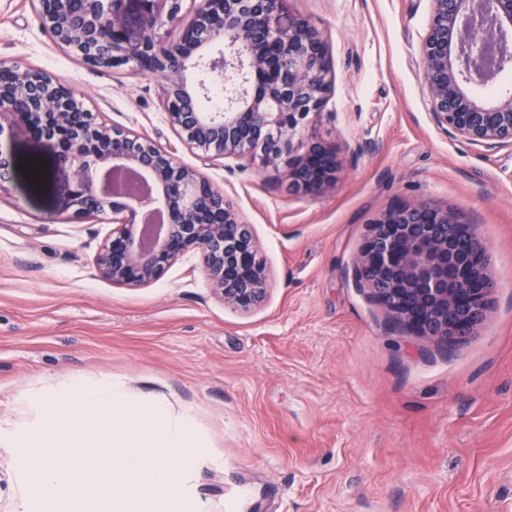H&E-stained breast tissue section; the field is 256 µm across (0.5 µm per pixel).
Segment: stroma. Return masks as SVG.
Here are the masks:
<instances>
[{
  "mask_svg": "<svg viewBox=\"0 0 512 512\" xmlns=\"http://www.w3.org/2000/svg\"><path fill=\"white\" fill-rule=\"evenodd\" d=\"M431 7L290 0L326 40L335 80L316 134L345 166L318 196L244 160L201 166L268 262V297L247 313L214 295L196 254L142 288L98 277L111 225L57 214L52 153L26 129L0 134L33 169L0 201V512H22L31 491L13 433L77 378L193 408L205 451L181 484L185 512H512V146L433 122L418 55ZM1 58L64 78L94 116L198 164L160 77L83 65L31 0H0ZM420 200L469 216L498 283L484 321L447 349L394 328L353 279L369 224Z\"/></svg>",
  "mask_w": 512,
  "mask_h": 512,
  "instance_id": "stroma-1",
  "label": "stroma"
}]
</instances>
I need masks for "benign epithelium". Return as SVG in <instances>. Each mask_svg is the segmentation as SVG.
I'll return each mask as SVG.
<instances>
[{"label": "benign epithelium", "mask_w": 512, "mask_h": 512, "mask_svg": "<svg viewBox=\"0 0 512 512\" xmlns=\"http://www.w3.org/2000/svg\"><path fill=\"white\" fill-rule=\"evenodd\" d=\"M142 18L131 39L125 2ZM183 0H34L55 44L97 69L129 66L163 79L160 103L172 129L204 163L234 157L319 195L344 160L308 127L325 112L332 68L321 31L293 16L288 0H194L180 36L166 26ZM431 116L445 133L487 150L512 146V90L492 98L475 87L512 69V0H432L419 46ZM198 70L193 85L186 71ZM0 134L24 127L55 157L59 212L113 224L96 271L115 286L159 280L188 253L201 255L224 305L249 312L268 294V271L251 225L197 168L151 139L89 115L69 82L0 60ZM12 159L0 149V195ZM476 225L428 202L393 203L368 226L355 283L400 330L442 347L471 335L497 284Z\"/></svg>", "instance_id": "benign-epithelium-1"}]
</instances>
